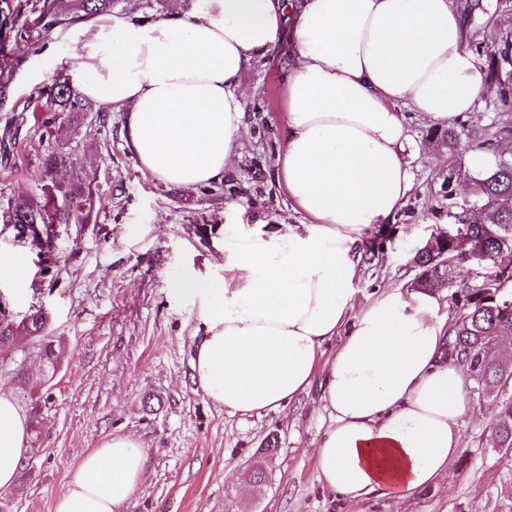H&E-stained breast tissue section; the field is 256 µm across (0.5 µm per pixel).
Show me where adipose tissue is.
<instances>
[{"label":"adipose tissue","instance_id":"ef3b65f1","mask_svg":"<svg viewBox=\"0 0 512 512\" xmlns=\"http://www.w3.org/2000/svg\"><path fill=\"white\" fill-rule=\"evenodd\" d=\"M56 38L79 93L121 112L140 168L181 188L223 179L250 67L287 44L276 177L304 220L284 239L225 245L223 287L180 282L202 302L193 382L242 418L285 410L319 382L318 480L355 512L436 486L472 411L445 292L387 288L359 308L354 281L366 231L394 223L414 187L408 113L444 127L486 91L454 0H190L152 19L117 8ZM31 451L26 414L0 392V490ZM146 469L137 437L112 436L82 455L52 512H118Z\"/></svg>","mask_w":512,"mask_h":512}]
</instances>
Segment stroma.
<instances>
[{"label": "stroma", "instance_id": "stroma-1", "mask_svg": "<svg viewBox=\"0 0 512 512\" xmlns=\"http://www.w3.org/2000/svg\"><path fill=\"white\" fill-rule=\"evenodd\" d=\"M459 3L471 27L467 49L481 60L499 52L500 32H512V0ZM16 55L12 95L21 102L44 86L41 69L64 76L73 66L51 44L23 43ZM286 59L281 47L252 67L246 135L221 191L205 195L163 184L125 148L120 113H113L108 129L91 115L78 131L73 159L76 169L94 175L99 201L90 222L54 225L55 264L45 266L28 241L0 223V252L24 254L29 267L26 280L0 277V295L19 317L30 306H43L49 334L65 352L54 379L42 386L20 389L12 373L0 369V392L43 417L42 439L16 487L0 490L7 512H50L82 454L118 434L139 437L148 457L135 505L119 512H347L317 478L319 387L280 413L245 420L225 415L192 380L193 348L203 329L200 303L176 291L190 277L223 284L224 245L233 238L284 235L303 221L274 168L285 121ZM464 119L486 132L512 128V109L493 92ZM409 125L421 152L413 165L414 189L389 239L360 263L354 283L360 305L382 288L409 286L418 274L417 249L449 224L441 196L448 153L430 141V127L419 115L410 114ZM41 133L28 120L10 166L0 167V201L25 195L36 179ZM470 397L464 447L438 486L409 499L379 500L364 512H512V451L490 444L497 401L475 390ZM272 435L279 450L267 455L263 446ZM257 464L270 472V483L239 494Z\"/></svg>", "mask_w": 512, "mask_h": 512}]
</instances>
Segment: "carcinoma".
Here are the masks:
<instances>
[{
	"mask_svg": "<svg viewBox=\"0 0 512 512\" xmlns=\"http://www.w3.org/2000/svg\"><path fill=\"white\" fill-rule=\"evenodd\" d=\"M118 0H0V112H8L0 143L7 148L16 143L27 121L28 107H19L11 100L13 71L19 66L14 49L21 41L47 44L61 28L96 15L112 12ZM505 51L489 55L484 66L486 81L500 87L502 103L512 107V72L503 70L509 62L512 42L504 39ZM31 100L45 101L52 115L44 118L46 129L54 145L39 158L40 176L36 192L25 199H9L0 204V223L19 226L17 232L27 233L39 255L50 256L53 238L50 228L55 224L82 223L91 217L96 205L94 179L73 171L69 180L61 183L58 176L70 164L73 135L88 114L95 111L91 103L81 98L69 79L58 77L48 91L41 89L31 94ZM97 118L102 126L111 119L109 111L99 109ZM438 145L448 149V176L458 174L457 159L461 153L473 148L490 153L493 164L485 171L467 175L477 188L480 209L476 212H452L453 200H448V216L454 218L457 230L467 239L481 245L488 257L501 249L512 247V129L502 128L492 137L476 136L471 129L460 128L433 131ZM442 257L430 254L414 256L420 268L416 281L423 288L448 272V267L467 263L459 256L453 239L438 242ZM462 303L458 306L455 322L449 329L450 355L459 364L478 362V379L474 380L482 394L497 399V422L491 442L496 448L512 449V395L502 392L503 385L512 380V364L492 354L500 340L512 338V281L501 279L500 271L488 267L481 289L471 288L466 282L457 285ZM48 318L39 315L24 327L0 325V359L16 361L15 354L22 351L25 340L48 335ZM53 366L40 371V382H49L60 366L64 351L57 345L50 349Z\"/></svg>",
	"mask_w": 512,
	"mask_h": 512,
	"instance_id": "cac0c4a2",
	"label": "carcinoma"
}]
</instances>
